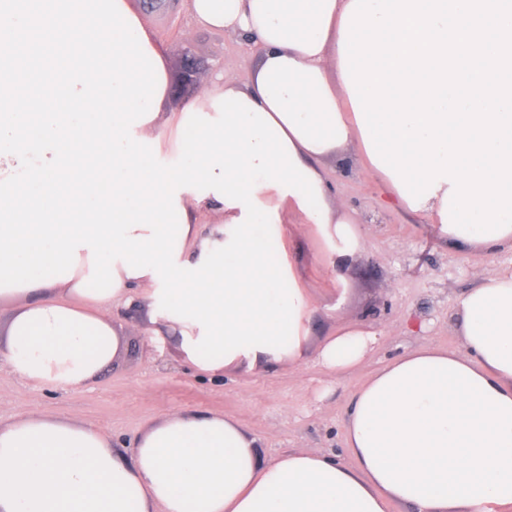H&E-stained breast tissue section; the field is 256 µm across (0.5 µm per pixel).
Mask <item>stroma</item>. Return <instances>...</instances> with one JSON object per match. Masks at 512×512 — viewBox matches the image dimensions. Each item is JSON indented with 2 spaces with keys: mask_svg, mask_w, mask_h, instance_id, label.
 <instances>
[{
  "mask_svg": "<svg viewBox=\"0 0 512 512\" xmlns=\"http://www.w3.org/2000/svg\"><path fill=\"white\" fill-rule=\"evenodd\" d=\"M164 50L170 96L163 111L191 103L209 81L216 64L227 79L246 81L255 64L250 46L226 32L192 30L180 0L161 9L130 0ZM201 60L193 80L182 78L185 51ZM337 195L367 230L366 246L349 273V291L341 310L323 315L313 331L324 336L343 324L380 332L381 340L354 370L331 373L308 361L300 367L275 365L262 371H229L219 377L182 363L172 345L147 344L139 311L113 312L128 344L123 356L83 388L54 390L19 379L0 362V422L29 410L72 418L109 433L115 447L133 453L136 439L150 421L175 410L223 413L263 439L265 461L294 450H315L344 462V426L353 392L393 358L425 346L455 351L460 347L453 307L488 263L512 266V252L494 257L460 253L428 234L424 224L383 207L377 180L355 149L329 162ZM317 239H308L298 256L307 288L322 303H335L334 277L316 262Z\"/></svg>",
  "mask_w": 512,
  "mask_h": 512,
  "instance_id": "35a3bbf8",
  "label": "stroma"
}]
</instances>
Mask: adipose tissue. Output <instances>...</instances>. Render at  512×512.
Returning <instances> with one entry per match:
<instances>
[{
  "label": "adipose tissue",
  "instance_id": "ef3b65f1",
  "mask_svg": "<svg viewBox=\"0 0 512 512\" xmlns=\"http://www.w3.org/2000/svg\"><path fill=\"white\" fill-rule=\"evenodd\" d=\"M193 27L232 32L254 41L259 57L249 82L223 74L201 87L194 108L213 113L221 94H244L279 125L292 151L314 173L328 207L329 235L347 224L356 245L340 253L322 245L320 263L339 284L363 251L366 232L338 197L326 163L364 140L342 78L339 45L350 0H184ZM393 205L426 219L448 248L492 256L512 250V231L475 241L444 230L443 190L411 209L392 179L377 171ZM255 196L277 215L285 253L298 232L318 233L315 218L295 195L261 187ZM186 215L180 261L199 262L207 242H226L239 207L213 195L179 196ZM72 279L0 293L12 308L0 360L38 387L87 385L125 349L113 305L155 309L152 274L119 270V287L104 297L84 295L88 276L80 250ZM296 347L287 353L236 354L228 367L251 372L272 364H303L308 356L333 371L363 360L374 333L341 326L312 344L322 312L303 280H296ZM461 346L444 352H405L353 396L345 442L354 459L291 451L261 463L258 439L232 417L177 411L147 424L133 460L111 436L75 419L39 411L0 423V512H388L393 502L412 512H512V268L489 267L456 302Z\"/></svg>",
  "mask_w": 512,
  "mask_h": 512
}]
</instances>
